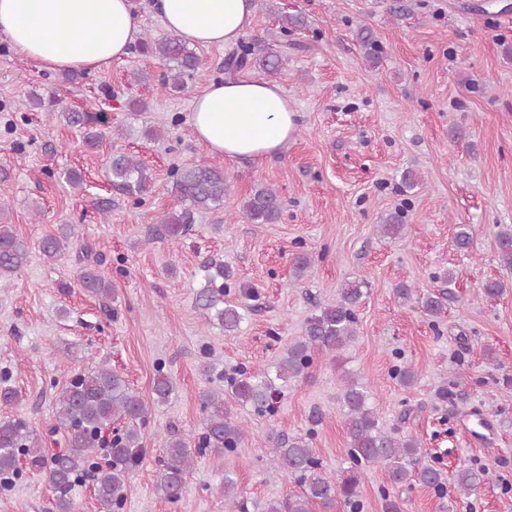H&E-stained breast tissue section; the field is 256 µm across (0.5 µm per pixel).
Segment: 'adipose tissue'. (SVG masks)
<instances>
[{
  "label": "adipose tissue",
  "mask_w": 512,
  "mask_h": 512,
  "mask_svg": "<svg viewBox=\"0 0 512 512\" xmlns=\"http://www.w3.org/2000/svg\"><path fill=\"white\" fill-rule=\"evenodd\" d=\"M141 0H0V35L15 54L56 70H97L122 59L139 36ZM165 29L201 46H234L252 26L256 0H153ZM190 124L213 156L261 163L292 139L296 113L283 89L245 74L207 84Z\"/></svg>",
  "instance_id": "1"
}]
</instances>
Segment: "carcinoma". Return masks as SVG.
<instances>
[{
    "instance_id": "obj_1",
    "label": "carcinoma",
    "mask_w": 512,
    "mask_h": 512,
    "mask_svg": "<svg viewBox=\"0 0 512 512\" xmlns=\"http://www.w3.org/2000/svg\"><path fill=\"white\" fill-rule=\"evenodd\" d=\"M280 32L300 29L305 25L300 14L278 12ZM358 40L365 48V58L376 65L379 58L374 49L373 33L362 27ZM141 52L151 53L165 61L166 72L160 85L168 92H185L188 80L200 61L179 37L145 38ZM285 57L262 39L243 41L225 59L222 72L233 76L246 67L259 69L272 76L284 65ZM66 124L77 129L85 146L93 148L103 139L101 127L105 118L97 112L69 110L62 113ZM108 170L112 188L138 204L153 188L149 169L135 158L116 153L109 158ZM171 192L181 208L158 219L161 234L176 239L190 230L197 211L224 207L230 187L224 169L212 164L185 165L173 169ZM239 211L252 224H276L283 214V200L271 188L258 189L243 198ZM384 235L402 238L404 224L398 213H389L378 225ZM75 237V225L62 224L58 233L43 237L38 246L48 257L63 254L69 240ZM497 251L504 267L512 269V230L497 236ZM28 248L9 224H0V283L9 280L26 262ZM83 264L78 273L80 288L98 300L103 309L112 301V283L96 269L100 263L92 248L84 244L77 255ZM204 285L199 288L195 304L206 319L218 321L227 333L239 329L244 319L243 306L225 300L232 287L233 272L224 261L207 257L200 264ZM397 296L415 300L422 312L431 318L441 315L448 306L452 291L442 289L416 296L411 285L401 284ZM364 295L363 283L349 281L341 289L336 304L314 311L305 322L302 335L288 345L282 357L269 369L251 372L244 367L221 373L224 391H207L200 395L202 413L200 440L196 448L180 438L165 443V458L161 464L157 491L170 503L180 500L193 464L194 451L210 450L221 458L239 448L245 434L237 410H250L259 416L272 418L277 412V400L291 380L305 376L318 351L339 352L354 342L357 335L356 307ZM344 390L340 412L350 436L349 466L339 473H330L313 452L311 435L289 437L280 433L268 436L272 458L278 469L294 477L302 486L300 493L284 502L268 500L254 503L258 512H315V506L332 509L341 503L348 509L358 507V488L367 467L381 464L394 486L417 482L446 493L447 480L439 468L422 463L426 450L412 436L395 437L385 432L376 409L371 406L367 387L358 380L343 376ZM153 392L159 402H165L173 392L171 379L157 371ZM150 409L125 378L107 366L73 375L57 397V419L53 431L62 433L66 451L46 460L38 448L37 435L26 418L16 415L0 419V480L19 475L18 463L25 459L30 468L46 470L56 496L55 512H74L71 492L89 477L95 482V496L105 512H123L127 499V479L143 457L141 427L146 424ZM126 426L113 430L105 464L97 462L104 431L116 421ZM491 479L486 468L462 466L453 476L456 498L468 497ZM224 496L228 512H248L247 501L237 492L233 473H224Z\"/></svg>"
}]
</instances>
